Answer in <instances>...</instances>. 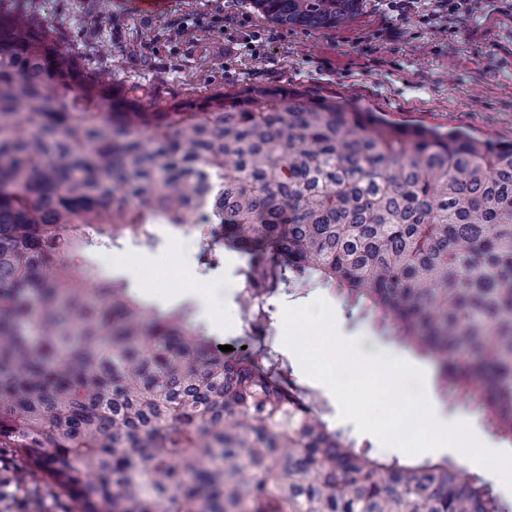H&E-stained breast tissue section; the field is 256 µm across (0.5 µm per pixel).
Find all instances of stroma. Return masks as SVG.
<instances>
[{"mask_svg": "<svg viewBox=\"0 0 512 512\" xmlns=\"http://www.w3.org/2000/svg\"><path fill=\"white\" fill-rule=\"evenodd\" d=\"M433 0H414L400 14L388 0H365L361 13L336 29L282 26L263 18L250 0H169L158 12H143L137 0H0V13L20 15L31 32L50 34L99 77L136 89L148 110L170 112L181 103L232 92L253 84L292 87L313 96L379 112L397 124H422L439 131L512 141V0H471L464 21L448 31L445 20L420 23ZM247 27H239L241 18ZM152 248L102 250L100 271L129 257L160 261L151 302L172 308V292L193 307L192 322L225 345H237L243 312L236 252L224 254L218 270L202 272L182 231L156 227ZM338 334L358 342L368 355H397L402 347L366 319H349L332 298ZM291 374L316 392L331 410V426L358 442L367 434L341 419L327 386L308 377L296 353H286ZM0 457L25 472L17 492L30 512H49L61 492L41 474H27L23 456L0 448Z\"/></svg>", "mask_w": 512, "mask_h": 512, "instance_id": "35a3bbf8", "label": "stroma"}]
</instances>
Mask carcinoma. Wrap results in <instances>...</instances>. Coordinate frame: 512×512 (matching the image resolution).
I'll return each instance as SVG.
<instances>
[{
	"label": "carcinoma",
	"instance_id": "carcinoma-1",
	"mask_svg": "<svg viewBox=\"0 0 512 512\" xmlns=\"http://www.w3.org/2000/svg\"><path fill=\"white\" fill-rule=\"evenodd\" d=\"M363 2L252 0L309 29ZM158 224L207 271L245 257V323L327 290L512 443V142L269 85L149 111L0 19V448L78 512H512L446 457L402 463L331 427L270 338L229 356L93 262Z\"/></svg>",
	"mask_w": 512,
	"mask_h": 512
}]
</instances>
